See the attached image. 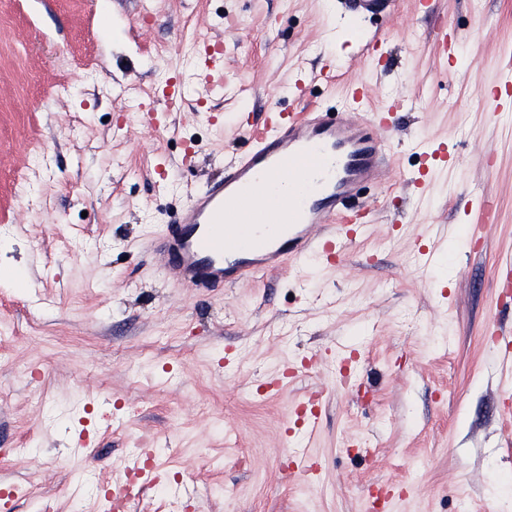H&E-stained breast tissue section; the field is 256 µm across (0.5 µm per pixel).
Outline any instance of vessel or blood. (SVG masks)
Returning a JSON list of instances; mask_svg holds the SVG:
<instances>
[{
    "label": "vessel or blood",
    "instance_id": "b4317fda",
    "mask_svg": "<svg viewBox=\"0 0 512 512\" xmlns=\"http://www.w3.org/2000/svg\"><path fill=\"white\" fill-rule=\"evenodd\" d=\"M367 104L366 85L358 81L337 112L322 106L275 112L260 125L242 114L248 150L225 162L223 175L150 242L165 257L164 276L199 290L312 254L335 266L363 229L346 221L350 199L381 184L390 163L394 111L370 113ZM287 178L300 191L268 205L271 185Z\"/></svg>",
    "mask_w": 512,
    "mask_h": 512
}]
</instances>
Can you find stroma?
<instances>
[{
    "label": "stroma",
    "instance_id": "35a3bbf8",
    "mask_svg": "<svg viewBox=\"0 0 512 512\" xmlns=\"http://www.w3.org/2000/svg\"><path fill=\"white\" fill-rule=\"evenodd\" d=\"M389 10L0 0V266L24 281L0 287V486L17 489L0 512H110L144 443V512H369L379 486L386 512H512V368L487 333L512 330L496 286L512 261V108L488 116L480 95L512 60V0ZM205 42L224 48L220 95L200 76ZM326 63L338 78L309 99L338 103L360 79L373 107L400 105L387 188L355 199L371 215L356 243L333 268L312 257L202 292L165 278L148 238L243 149L239 114L294 110L290 86ZM173 77L179 112L160 96ZM439 141L459 163L424 199L412 180ZM285 369L277 395L258 394ZM317 389L309 435L292 409Z\"/></svg>",
    "mask_w": 512,
    "mask_h": 512
}]
</instances>
